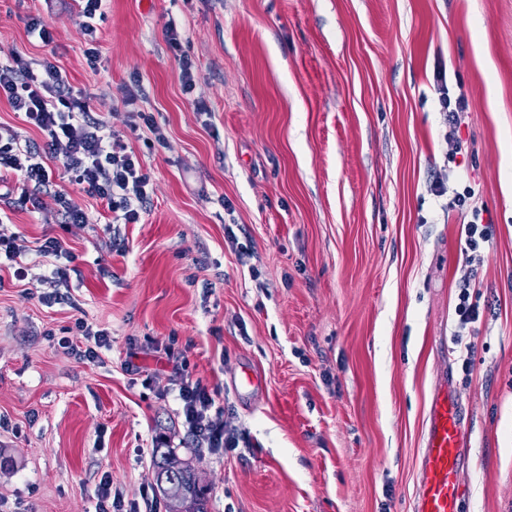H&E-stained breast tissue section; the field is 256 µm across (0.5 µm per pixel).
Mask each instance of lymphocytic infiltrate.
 <instances>
[{
	"label": "lymphocytic infiltrate",
	"mask_w": 512,
	"mask_h": 512,
	"mask_svg": "<svg viewBox=\"0 0 512 512\" xmlns=\"http://www.w3.org/2000/svg\"><path fill=\"white\" fill-rule=\"evenodd\" d=\"M435 91L444 114V139L453 150H461L457 133L464 112L470 109L469 100L463 94L453 95L441 72L436 75ZM0 98L45 137L40 144L0 125V178L14 174L31 185L32 192L25 200L32 208L41 207L40 194L48 188L62 223L89 221L65 190L55 188L53 172L46 164L47 157L54 155L61 157L62 175L69 183L98 198L123 223H140L151 200L148 172L124 137L93 115L88 94L72 86L60 67L49 61L0 63ZM431 189L435 196L447 197L449 209L460 214L459 241L468 262H481L483 246L490 238L489 227L482 209L472 202L471 187L454 192L446 179L438 177ZM179 397L184 423L193 437L207 440L213 448L236 447L234 432L220 416L211 415L214 400L205 386L182 381Z\"/></svg>",
	"instance_id": "f902f5d3"
}]
</instances>
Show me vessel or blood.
I'll use <instances>...</instances> for the list:
<instances>
[{
    "label": "vessel or blood",
    "instance_id": "obj_1",
    "mask_svg": "<svg viewBox=\"0 0 512 512\" xmlns=\"http://www.w3.org/2000/svg\"><path fill=\"white\" fill-rule=\"evenodd\" d=\"M470 433L447 388L432 398L419 458L415 512H464L466 490L457 475L469 457Z\"/></svg>",
    "mask_w": 512,
    "mask_h": 512
}]
</instances>
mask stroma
Wrapping results in <instances>:
<instances>
[{
    "mask_svg": "<svg viewBox=\"0 0 512 512\" xmlns=\"http://www.w3.org/2000/svg\"><path fill=\"white\" fill-rule=\"evenodd\" d=\"M54 40L31 37V19ZM196 68L182 90L166 27ZM77 0H0V60L45 58L129 135L151 208L116 224L39 211L0 181V233L26 239L24 276L0 266V512H97L109 479L126 512H168L152 444L165 433L209 512H414L431 397L449 384L471 437L467 512H512V0H109L91 69ZM471 102L462 149L434 91ZM140 84L128 102L132 84ZM204 102L206 111L196 109ZM471 187L490 221L481 264L434 174ZM76 275L55 300L45 238ZM479 312L463 372L458 290ZM106 330L94 362L50 334ZM257 375L239 386L243 373ZM205 385L238 438L188 436L181 379Z\"/></svg>",
    "mask_w": 512,
    "mask_h": 512,
    "instance_id": "obj_1",
    "label": "stroma"
}]
</instances>
